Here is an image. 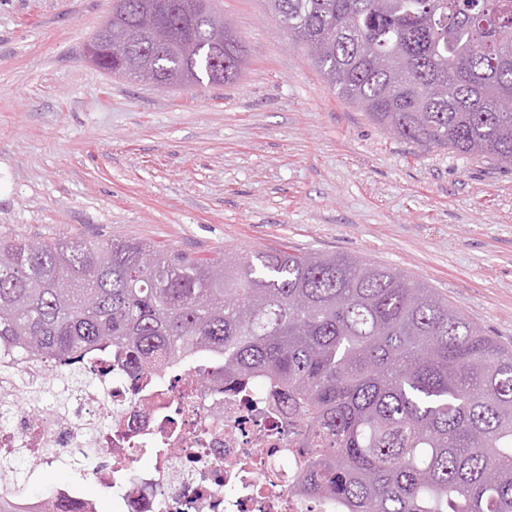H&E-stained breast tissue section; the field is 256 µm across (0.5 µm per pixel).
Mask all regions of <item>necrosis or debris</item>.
<instances>
[{
	"label": "necrosis or debris",
	"mask_w": 512,
	"mask_h": 512,
	"mask_svg": "<svg viewBox=\"0 0 512 512\" xmlns=\"http://www.w3.org/2000/svg\"><path fill=\"white\" fill-rule=\"evenodd\" d=\"M94 365L64 414L27 391L37 378L68 389L69 367L0 345V447L44 465L84 449L82 469L111 491L112 512H336L304 490V428L262 385L229 386L205 358L136 376ZM146 455L152 468L139 465Z\"/></svg>",
	"instance_id": "obj_1"
}]
</instances>
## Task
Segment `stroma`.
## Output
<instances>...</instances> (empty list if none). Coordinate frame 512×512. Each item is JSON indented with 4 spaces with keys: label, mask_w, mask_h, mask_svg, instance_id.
I'll use <instances>...</instances> for the list:
<instances>
[{
    "label": "stroma",
    "mask_w": 512,
    "mask_h": 512,
    "mask_svg": "<svg viewBox=\"0 0 512 512\" xmlns=\"http://www.w3.org/2000/svg\"><path fill=\"white\" fill-rule=\"evenodd\" d=\"M217 2L242 76L159 88L88 60L112 0H0V236L348 254L512 349V169L381 129L260 0Z\"/></svg>",
    "instance_id": "35a3bbf8"
}]
</instances>
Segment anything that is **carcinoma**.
Listing matches in <instances>:
<instances>
[{"mask_svg": "<svg viewBox=\"0 0 512 512\" xmlns=\"http://www.w3.org/2000/svg\"><path fill=\"white\" fill-rule=\"evenodd\" d=\"M314 65L378 126L426 148L512 168V11L499 0H262ZM154 80L242 76L231 29L215 59L207 24ZM140 12L112 13L134 30ZM64 280L70 288L56 287ZM0 344L69 363L106 350L130 370L214 356L256 379L305 425L309 490L345 512H512V350L435 289L345 254L286 248L188 256L135 239L0 238ZM30 481L0 494L26 512Z\"/></svg>", "mask_w": 512, "mask_h": 512, "instance_id": "obj_1", "label": "carcinoma"}]
</instances>
